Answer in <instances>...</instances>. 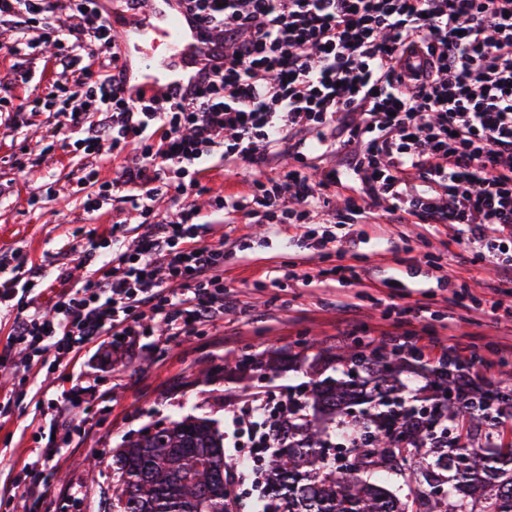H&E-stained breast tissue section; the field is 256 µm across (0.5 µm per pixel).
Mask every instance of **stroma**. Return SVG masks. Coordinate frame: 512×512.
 <instances>
[{
	"label": "stroma",
	"mask_w": 512,
	"mask_h": 512,
	"mask_svg": "<svg viewBox=\"0 0 512 512\" xmlns=\"http://www.w3.org/2000/svg\"><path fill=\"white\" fill-rule=\"evenodd\" d=\"M30 127L16 133L0 127V248L26 254L36 264L76 265L90 231L116 234L129 241L138 229L121 197L102 213L87 214L73 173L89 162L63 141H50L45 113L32 114ZM26 157L25 170L14 161ZM52 184L53 197L30 204L32 192ZM353 254L334 247L306 259L293 243L294 227L274 235L255 229L245 250L224 262V280L239 302L217 327L188 336H144L138 355L100 369L83 352L73 367L46 364L40 372L23 367L0 371V387L14 400L0 424V512H101L112 493L116 448L145 429L186 417L210 419L224 436V455L242 453L227 413L252 392L277 395L293 387L311 403L316 383L331 379L367 382V369L339 364L334 356L346 346H364L368 337L406 335L423 354L406 359L400 375L404 388L432 386L439 346L455 325L457 353L470 364L476 382L488 389L512 383V321L488 323L476 314L473 297L487 294L501 277L488 263L450 241L445 226L356 224ZM436 255L447 265L449 283L427 264ZM363 268L365 287L332 283L279 286L266 282L268 271L291 268L318 272L340 263ZM431 319H415L417 305ZM95 386L99 397L77 411L70 430L51 426L52 405L70 389L71 377ZM53 454L55 468L27 473L22 462L31 450Z\"/></svg>",
	"instance_id": "obj_1"
}]
</instances>
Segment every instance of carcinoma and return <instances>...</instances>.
I'll list each match as a JSON object with an SVG mask.
<instances>
[{"mask_svg":"<svg viewBox=\"0 0 512 512\" xmlns=\"http://www.w3.org/2000/svg\"><path fill=\"white\" fill-rule=\"evenodd\" d=\"M373 391L388 398L397 391L394 376L374 373ZM361 395L351 382L318 384L313 404L330 418ZM469 418L470 434L482 430L481 417L448 402V421ZM392 430L372 438L370 448H348V463L332 467L319 452L321 429L308 420L287 419L279 431L280 449L265 467L275 512H408L405 501L362 474L401 465L414 479L448 485L446 496L421 495L418 512H512V449L394 448ZM113 512H229L224 486V438L208 421H175L163 436L141 434L115 454Z\"/></svg>","mask_w":512,"mask_h":512,"instance_id":"obj_1","label":"carcinoma"}]
</instances>
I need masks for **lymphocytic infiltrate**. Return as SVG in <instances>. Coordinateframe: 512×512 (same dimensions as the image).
<instances>
[{
    "label": "lymphocytic infiltrate",
    "mask_w": 512,
    "mask_h": 512,
    "mask_svg": "<svg viewBox=\"0 0 512 512\" xmlns=\"http://www.w3.org/2000/svg\"><path fill=\"white\" fill-rule=\"evenodd\" d=\"M97 0H0V24L21 32L8 52L21 82L40 47L53 46L55 80L36 105L62 113L59 135L76 150L121 163L119 178L78 171L88 213L125 192L140 232L102 252L90 233L78 265L42 294V267L0 253V308L12 311L0 367L68 365L97 343L103 367L133 356L146 328L186 336L224 317L223 245L202 241V212L248 210L256 223L300 228L326 247L335 226L445 224L451 239L512 281V0H186L224 47V66L193 98L121 94L116 36ZM75 27L55 26L57 14ZM37 39H28L31 23ZM225 174L251 169L244 192L208 193L203 162ZM168 212H160V202ZM326 216L330 230L309 231ZM441 347L450 396L409 390L377 414L380 427L426 413L420 447L450 436L448 403L495 429L512 416V389L474 384ZM293 393L246 398L232 415L249 451L271 456L283 419L301 417Z\"/></svg>",
    "instance_id": "obj_1"
}]
</instances>
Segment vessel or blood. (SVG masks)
<instances>
[{"mask_svg": "<svg viewBox=\"0 0 512 512\" xmlns=\"http://www.w3.org/2000/svg\"><path fill=\"white\" fill-rule=\"evenodd\" d=\"M119 31L124 95L134 101L156 91L173 101L188 100L202 75L222 64L184 0H146Z\"/></svg>", "mask_w": 512, "mask_h": 512, "instance_id": "1", "label": "vessel or blood"}]
</instances>
